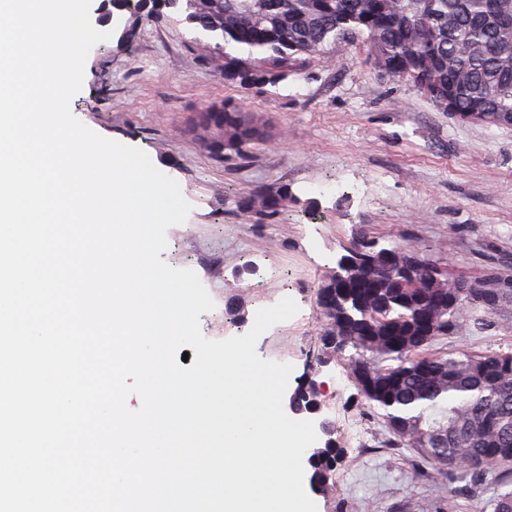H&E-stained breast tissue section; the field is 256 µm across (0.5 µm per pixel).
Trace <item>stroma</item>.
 I'll return each instance as SVG.
<instances>
[{"label":"stroma","mask_w":512,"mask_h":512,"mask_svg":"<svg viewBox=\"0 0 512 512\" xmlns=\"http://www.w3.org/2000/svg\"><path fill=\"white\" fill-rule=\"evenodd\" d=\"M216 41L180 16L142 24L131 46L95 45L75 117L97 134L146 152L176 180L192 210L166 233L161 258L194 270L215 303L200 330L213 340L245 334L258 309L283 297L291 320L259 338L261 358L288 363L325 388V415L343 455L318 512H493L512 491V464L483 484L448 479L410 448L393 446L383 412L370 407L344 361L316 364L323 322L317 293L360 238L415 245L467 281L512 270V126L463 122L411 83L382 73L359 40L323 57L297 56L275 85L246 89L211 59ZM259 118L264 136L247 157H215L199 115L224 101ZM289 188L279 219L242 213L243 197ZM512 352V296L495 318L469 307L436 356Z\"/></svg>","instance_id":"obj_1"}]
</instances>
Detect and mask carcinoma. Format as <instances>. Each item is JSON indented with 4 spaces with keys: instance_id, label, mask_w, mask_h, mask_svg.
Returning <instances> with one entry per match:
<instances>
[{
    "instance_id": "1",
    "label": "carcinoma",
    "mask_w": 512,
    "mask_h": 512,
    "mask_svg": "<svg viewBox=\"0 0 512 512\" xmlns=\"http://www.w3.org/2000/svg\"><path fill=\"white\" fill-rule=\"evenodd\" d=\"M228 45H246L262 62L224 52V78L261 88L285 77L282 62L319 56L336 41L363 39L374 63L407 80L456 118L512 114V0H150L137 21L169 13ZM217 137L237 142L246 157L244 129L256 121L232 104L220 109ZM289 190L256 194L241 207L276 217ZM420 269L409 274L381 260L377 243L347 249L318 291L323 327L316 362H346L363 397L384 411L394 445L412 448L441 476L466 473L475 482L512 463V353L432 356L424 350L455 330L471 305L497 316L512 295V274H493L478 284L451 280L415 246ZM299 402L316 403V382L297 385ZM342 457L330 440L309 460L312 478L327 491Z\"/></svg>"
}]
</instances>
